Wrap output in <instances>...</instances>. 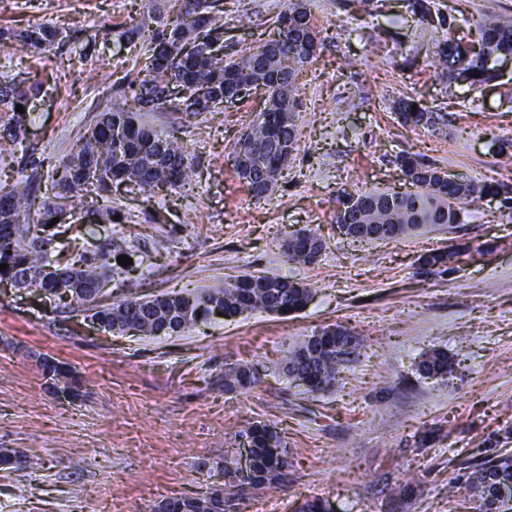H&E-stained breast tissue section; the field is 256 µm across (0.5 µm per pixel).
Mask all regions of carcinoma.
<instances>
[{"label":"carcinoma","mask_w":512,"mask_h":512,"mask_svg":"<svg viewBox=\"0 0 512 512\" xmlns=\"http://www.w3.org/2000/svg\"><path fill=\"white\" fill-rule=\"evenodd\" d=\"M219 0H145L143 23L122 32L132 41L147 37L148 50L140 79L129 85L127 98L132 108L116 107L88 127L74 152L51 168L53 195H37L41 178L33 173L9 189L0 187V283L17 282L30 276L28 286L39 288L54 300L76 301L92 307L91 318L104 330L124 333L131 330L145 336L179 334L199 320L216 312L236 318L252 312L288 316L307 305L310 288L284 276L247 274L222 289L203 293H162L149 298L127 297L110 305L99 301V283L111 256L123 251L88 254L76 252L67 264L68 276L60 281L55 272L59 263L51 260V246L57 228L67 216V204H83L84 192L93 187L106 193L112 185L132 183L142 191L175 188L188 183L193 172L187 148L177 137L164 134L145 123L143 112L172 109L189 115L200 112L197 101L173 97L168 90L181 86L194 93L205 91L210 100L224 98V87L261 85L267 92L266 106L259 120L237 140L233 150L238 177L250 176V184L274 187L282 177V157L268 151L280 141L297 149L299 113L296 99L298 73L311 64L321 46L319 32L306 0H287L278 19L295 15V26L278 30L277 36L259 47L245 49L226 59L210 54L211 43L224 44V26L216 23ZM412 13L420 23L443 35L438 41L431 65L448 82L467 85L472 90L497 81L502 71L500 60L512 56V23L487 15L477 22L479 39L445 38L452 22L447 15L433 10L431 0H412ZM149 28V33L142 29ZM18 40L37 50L50 49L64 42L76 43L79 37L65 35L51 24H34L23 30L0 28V42ZM42 83L21 86L13 81L0 82V112L12 113L10 121L0 125V147L21 144V105L30 111L31 101L42 94ZM397 116L404 125L418 126L426 110L413 99L396 104ZM404 176L415 192L389 190L350 192L342 190L337 202L344 207L336 223L344 224V235L365 241H387L405 236L424 224H458L463 206L498 194L495 184L476 181H450L442 168L427 164L417 155L399 158ZM59 222L51 224L52 219ZM324 244L316 233L301 229L283 240L281 248L287 260L313 264ZM459 251L432 250L420 256L422 268L430 274H445ZM358 346L351 331L327 327L293 349L286 359L288 374H297L308 393H321L334 386L336 375ZM452 361L448 353L435 349L425 353L418 369L426 377L448 374ZM257 382L247 365L224 372V392L248 390ZM241 438L248 440L253 470L241 478L232 476L231 487L262 489L287 478L290 462L283 439L269 424L254 423ZM0 465L19 470L39 468V458L17 450H0ZM209 492L202 498H168L155 505V512H233L234 494Z\"/></svg>","instance_id":"carcinoma-1"}]
</instances>
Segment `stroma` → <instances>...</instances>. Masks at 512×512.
Instances as JSON below:
<instances>
[{
  "label": "stroma",
  "mask_w": 512,
  "mask_h": 512,
  "mask_svg": "<svg viewBox=\"0 0 512 512\" xmlns=\"http://www.w3.org/2000/svg\"><path fill=\"white\" fill-rule=\"evenodd\" d=\"M323 45L298 77L299 148L269 197L252 198L232 151L265 106L264 92L188 117L144 120L188 147L195 179L154 195L130 185L107 193L106 212H73L53 257L108 244L135 250L133 271L108 269L103 303L125 297L134 276L150 297L215 290L239 276L280 275L307 284L301 312L211 316L160 338L115 335L84 306L0 285V448L38 456L40 469H0V512H152L168 497L194 498L222 485L220 469L240 434L276 428L292 463L286 482L247 489L242 512H302L321 499L333 512H479L476 463L512 455V64L474 92L449 85L427 64L436 49L408 0H307ZM455 32L486 13L512 19V0H435ZM285 0H224V52L272 37ZM142 0H0V25L50 22L81 31L88 56L0 43V76L44 84L23 143L0 158V183L28 176L45 158L68 156L102 113L123 105L138 77L143 40L119 32ZM80 81H73V72ZM419 101L438 129L402 125L399 99ZM419 155L462 178L502 185L469 206L461 223L425 225L397 240L355 241L336 228L340 189L411 191L397 162ZM88 221L90 235L76 226ZM310 229L324 250L312 265L286 262L280 245ZM493 244L489 254L479 246ZM466 246L453 270L427 275L420 255ZM358 338L326 392L289 379L284 357L325 327ZM442 348L455 360L443 378L418 364ZM68 366L79 396L54 394L37 360ZM252 367L255 387L228 393L224 373Z\"/></svg>",
  "instance_id": "obj_1"
}]
</instances>
